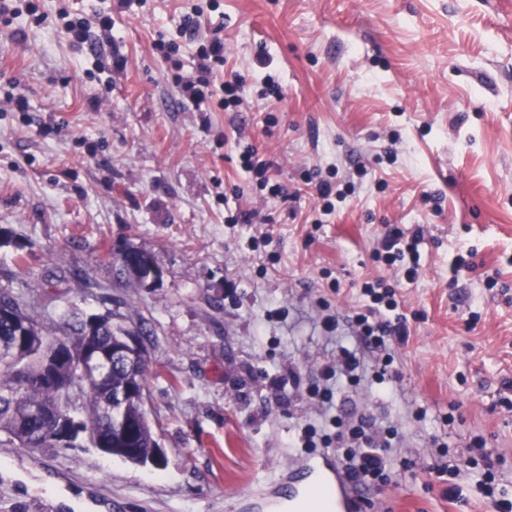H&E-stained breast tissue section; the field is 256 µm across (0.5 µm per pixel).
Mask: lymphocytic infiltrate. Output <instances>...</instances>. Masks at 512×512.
Masks as SVG:
<instances>
[{
    "mask_svg": "<svg viewBox=\"0 0 512 512\" xmlns=\"http://www.w3.org/2000/svg\"><path fill=\"white\" fill-rule=\"evenodd\" d=\"M223 58V41L214 39L202 45L198 53L199 76L180 81L182 95L195 104L204 103L211 65ZM423 238L422 227L407 232L398 225H386L376 257L407 280H414L419 274V246ZM361 293L366 298L365 304L349 314L321 317L326 332H348L354 337L355 344L338 346L335 356L323 367L322 384L309 390L321 410L323 421L305 424L298 436L299 443L305 448L335 447L345 477L358 490L395 483L399 473L390 464V454L397 447L400 434L397 425L390 421L379 423L365 416L349 420L345 413L335 411V401L347 398L365 378L383 381L384 369L393 361V346L406 343L410 336L408 319L399 311L392 283L384 279L367 282ZM444 423V430L429 438L436 454L429 470L437 478L448 480V494L453 497L460 492L456 480L461 472L450 453L449 428L455 419L445 417ZM486 447L487 441L480 435L473 436L467 446L473 486L495 512H512V495L502 483L498 462L492 459Z\"/></svg>",
    "mask_w": 512,
    "mask_h": 512,
    "instance_id": "f902f5d3",
    "label": "lymphocytic infiltrate"
}]
</instances>
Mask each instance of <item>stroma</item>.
I'll list each match as a JSON object with an SVG mask.
<instances>
[{
  "label": "stroma",
  "mask_w": 512,
  "mask_h": 512,
  "mask_svg": "<svg viewBox=\"0 0 512 512\" xmlns=\"http://www.w3.org/2000/svg\"><path fill=\"white\" fill-rule=\"evenodd\" d=\"M36 4L44 22L0 28V228L16 241L0 248V289L44 304L50 323L68 306L143 326L166 463L0 442V512H259L264 495L288 496L289 463L313 454L289 445L317 416L302 388L336 350L318 303L361 304L362 281L387 273L374 251L388 224L424 228L423 273L399 287L402 396L363 386L344 407L398 422L413 468L361 512H492L449 498L425 456L456 406L454 448L483 434L512 492V0ZM62 9L111 12V42L72 43ZM197 9L205 21L186 24ZM215 36L217 79L238 80L241 103L200 112L178 79ZM249 145L286 198L240 168ZM321 180L347 193L329 211ZM241 211L252 223H231ZM129 244L162 267L153 287L120 281L106 252Z\"/></svg>",
  "instance_id": "1"
}]
</instances>
